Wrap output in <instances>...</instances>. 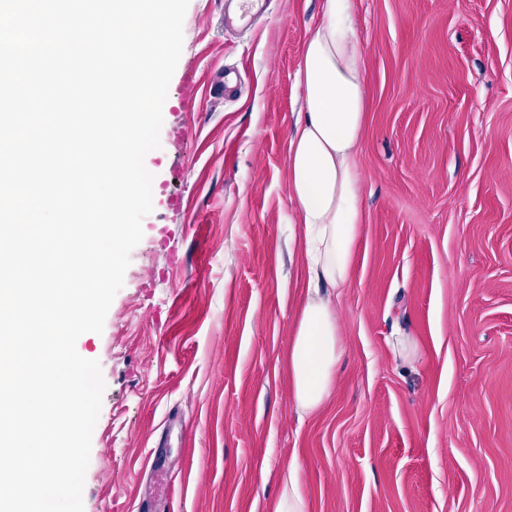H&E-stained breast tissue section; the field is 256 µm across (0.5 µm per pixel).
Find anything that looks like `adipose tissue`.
Here are the masks:
<instances>
[{"label":"adipose tissue","mask_w":512,"mask_h":512,"mask_svg":"<svg viewBox=\"0 0 512 512\" xmlns=\"http://www.w3.org/2000/svg\"><path fill=\"white\" fill-rule=\"evenodd\" d=\"M356 5L321 0L322 21L306 39L296 77L303 116L289 139L288 171L307 285L288 364L294 406L302 416L318 411L334 391L342 350L333 292L350 284L364 221L355 157L367 103Z\"/></svg>","instance_id":"adipose-tissue-1"}]
</instances>
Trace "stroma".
Wrapping results in <instances>:
<instances>
[{"label": "stroma", "mask_w": 512, "mask_h": 512, "mask_svg": "<svg viewBox=\"0 0 512 512\" xmlns=\"http://www.w3.org/2000/svg\"><path fill=\"white\" fill-rule=\"evenodd\" d=\"M223 10L190 0L177 68L238 66L245 93L183 112L172 77L143 238L76 343L106 385L84 512H272L293 458L307 512H512V0H358L366 220L334 394L304 418L288 146L320 0L241 32Z\"/></svg>", "instance_id": "obj_1"}]
</instances>
